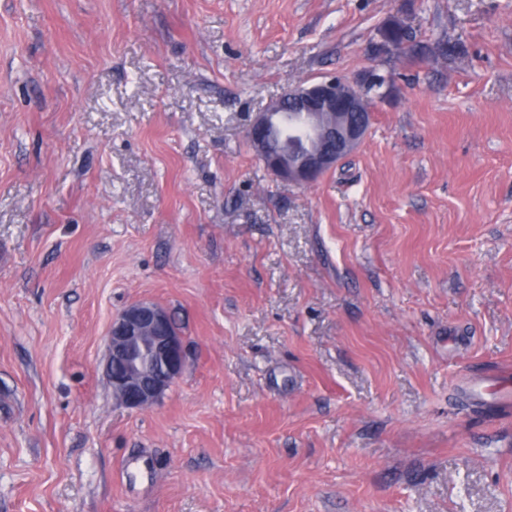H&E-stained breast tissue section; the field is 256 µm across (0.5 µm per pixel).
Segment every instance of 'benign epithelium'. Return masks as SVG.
Instances as JSON below:
<instances>
[{"instance_id": "1", "label": "benign epithelium", "mask_w": 512, "mask_h": 512, "mask_svg": "<svg viewBox=\"0 0 512 512\" xmlns=\"http://www.w3.org/2000/svg\"><path fill=\"white\" fill-rule=\"evenodd\" d=\"M288 121L312 129L302 152H263L260 160L278 180L308 185L336 168L363 141L371 120L363 92L340 78L289 86L246 128V137L261 146L266 133ZM185 345L166 310L137 302L112 319L107 334L104 370L119 403L127 409L155 406L179 378Z\"/></svg>"}]
</instances>
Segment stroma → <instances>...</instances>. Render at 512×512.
Wrapping results in <instances>:
<instances>
[{"instance_id":"35a3bbf8","label":"stroma","mask_w":512,"mask_h":512,"mask_svg":"<svg viewBox=\"0 0 512 512\" xmlns=\"http://www.w3.org/2000/svg\"><path fill=\"white\" fill-rule=\"evenodd\" d=\"M375 75L351 155L267 172L254 113ZM137 301L187 350L139 411ZM507 369L512 0H0V512H512ZM174 325L169 313L152 302L131 304L113 318L104 370L125 408L155 406L179 378L185 345Z\"/></svg>"}]
</instances>
